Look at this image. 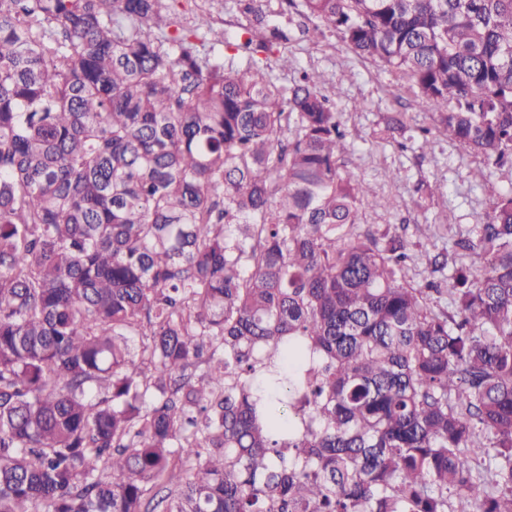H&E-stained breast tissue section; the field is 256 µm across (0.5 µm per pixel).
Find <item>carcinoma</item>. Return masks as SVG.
<instances>
[{"label":"carcinoma","instance_id":"carcinoma-1","mask_svg":"<svg viewBox=\"0 0 512 512\" xmlns=\"http://www.w3.org/2000/svg\"><path fill=\"white\" fill-rule=\"evenodd\" d=\"M277 2L512 158V0ZM176 4L0 0V512H512V189L411 283L321 74Z\"/></svg>","mask_w":512,"mask_h":512}]
</instances>
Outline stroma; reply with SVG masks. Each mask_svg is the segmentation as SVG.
<instances>
[{
  "mask_svg": "<svg viewBox=\"0 0 512 512\" xmlns=\"http://www.w3.org/2000/svg\"><path fill=\"white\" fill-rule=\"evenodd\" d=\"M277 23L293 36L288 45L293 65L277 71V78L289 83L304 70L321 73L346 130L343 160L384 200L383 207L366 210L363 222L372 230L402 235L414 258L410 274L422 283L429 276L428 257L450 251L457 231L476 224L490 196L512 184V169L463 152L435 132L433 112L420 110L405 89L393 86L392 76L357 59L338 37L310 43L301 32V18L288 9ZM394 112L407 113L409 131L376 139L375 130ZM420 126L432 128L429 139L418 136ZM423 181L438 185L435 197L418 193Z\"/></svg>",
  "mask_w": 512,
  "mask_h": 512,
  "instance_id": "1",
  "label": "stroma"
}]
</instances>
